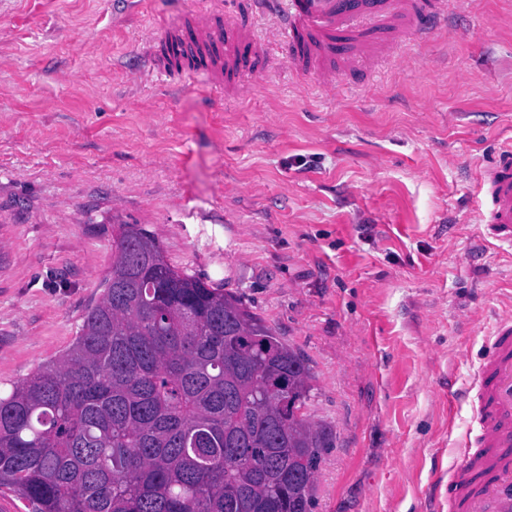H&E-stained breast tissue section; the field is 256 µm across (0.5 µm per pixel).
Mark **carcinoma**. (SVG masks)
I'll return each instance as SVG.
<instances>
[{"mask_svg": "<svg viewBox=\"0 0 512 512\" xmlns=\"http://www.w3.org/2000/svg\"><path fill=\"white\" fill-rule=\"evenodd\" d=\"M73 344L0 395V492L31 512H310L332 432L311 369L241 298L120 224Z\"/></svg>", "mask_w": 512, "mask_h": 512, "instance_id": "carcinoma-1", "label": "carcinoma"}]
</instances>
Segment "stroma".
<instances>
[{
	"label": "stroma",
	"mask_w": 512,
	"mask_h": 512,
	"mask_svg": "<svg viewBox=\"0 0 512 512\" xmlns=\"http://www.w3.org/2000/svg\"><path fill=\"white\" fill-rule=\"evenodd\" d=\"M188 2L0 0V392L72 345L138 224L307 359L333 433L311 512H462L467 390L512 309V250L470 222L476 164L512 138V0L336 99L274 69L246 101L148 69Z\"/></svg>",
	"instance_id": "stroma-1"
}]
</instances>
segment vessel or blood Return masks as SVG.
<instances>
[{"mask_svg": "<svg viewBox=\"0 0 512 512\" xmlns=\"http://www.w3.org/2000/svg\"><path fill=\"white\" fill-rule=\"evenodd\" d=\"M471 0H288L286 18L264 35L252 24L224 19L219 10L190 4L165 42L193 55V74L242 99L257 90L268 55L287 44L284 64L314 76L327 97L352 70L375 59H401L403 47L429 39L448 16L449 5L467 12ZM485 204L478 214L483 236L512 246V141L479 165ZM490 352L478 377L479 433L465 440L453 473V498L467 512H512V311L498 316Z\"/></svg>", "mask_w": 512, "mask_h": 512, "instance_id": "1", "label": "vessel or blood"}]
</instances>
